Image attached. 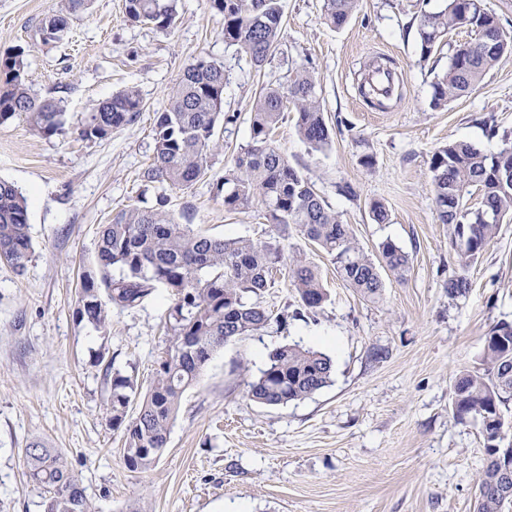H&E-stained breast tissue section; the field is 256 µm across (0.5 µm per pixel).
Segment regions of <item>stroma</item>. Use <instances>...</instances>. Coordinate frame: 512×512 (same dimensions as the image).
<instances>
[{"label": "stroma", "instance_id": "1", "mask_svg": "<svg viewBox=\"0 0 512 512\" xmlns=\"http://www.w3.org/2000/svg\"><path fill=\"white\" fill-rule=\"evenodd\" d=\"M445 4L359 0L335 29L323 20V0H281L277 55L258 71L225 45L224 19L207 0H178L167 31L128 21L124 0H91L68 34L48 43L41 24L61 0H0V57L21 52L32 95L57 103L65 121L61 134L35 127L25 112L0 123V180L26 197L33 244L24 271L0 262V512L45 510L46 493L26 476L24 450L35 439L65 454L95 512L131 503L140 512H473L484 444L476 421L454 416L452 383L460 370L480 367L490 329L512 322V219L468 267V292L449 299L445 284L459 262L438 218L429 164L451 141L488 155L512 145V55L433 108V82L474 34L451 31L424 62L409 24ZM383 54L402 84L378 107L361 83ZM200 58L223 64L224 110L236 120L224 127L209 179L170 190V207H191L195 226L215 237L279 239L283 259L258 298L272 321L212 354L182 396L164 454L133 473L109 424L112 374L149 389L175 300L161 289L139 306L112 309L104 333L78 317L77 289L102 225L128 205H154L157 192L143 190L139 174L151 161L156 116ZM298 68L316 79L332 142L313 150L292 110L273 141L366 253L377 256L387 239L408 253L405 279L384 273L379 302L349 288L331 258L296 231L280 233L262 206L228 211L216 191L251 142L256 91L286 87ZM128 87L143 99L137 119L102 140L81 137L85 118ZM374 201L387 223L373 221ZM296 256L317 267L328 294L300 317L289 277ZM288 344L327 354L331 383L284 405L252 401L247 382Z\"/></svg>", "mask_w": 512, "mask_h": 512}]
</instances>
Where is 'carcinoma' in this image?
Instances as JSON below:
<instances>
[{"mask_svg":"<svg viewBox=\"0 0 512 512\" xmlns=\"http://www.w3.org/2000/svg\"><path fill=\"white\" fill-rule=\"evenodd\" d=\"M357 0H324L323 17L333 28L343 27ZM90 0H64V5L41 26L43 39H60L71 16L88 8ZM224 18V43L249 57L258 70L277 52L283 25L280 0H208ZM467 0H448L439 12H423L417 20L420 59L426 61L452 30L467 27L498 32L495 44L482 39L460 44L448 71L433 84L432 106L466 93L505 54H512V35L485 12H467ZM125 14L133 22L167 30L177 19V0H125ZM5 88L0 90V122L17 112L29 113L49 133L64 132L62 112L50 100L37 101L30 93L20 53L0 62ZM224 66L200 59L183 72L169 93L165 109L157 113L152 162L141 174L144 187L154 184L188 189L204 179L212 158L224 147L218 126L235 115L223 111ZM293 107L297 132L316 150L330 145L313 75L295 71L288 87L266 88L252 105L251 145L224 170L216 185L224 193V208L233 211L254 203L263 205L269 223L292 224L307 240L332 257L340 277L363 297L374 300L384 288L382 272L404 277L409 255L395 242L379 245L373 260L355 244L347 225L316 192L314 185L288 163L270 133L281 112ZM143 107L139 93L126 89L92 113L80 129L86 139H103L135 121ZM502 169H512V148L489 157L468 143L453 142L432 155L430 171L434 200L441 223L450 227L460 272L448 278V297L463 296L470 288L466 269L482 254L497 233L500 221L512 217V182L501 181ZM478 192V206L467 196ZM192 214L169 209L167 195L156 197L150 209L129 205L112 217L99 233L92 266L78 289L77 315L103 332L109 311L136 307L159 288L175 298L168 315L169 346L156 369L150 389L137 396L133 381L115 373L109 424L125 437L123 461L131 472L149 469L168 445L170 427L184 392L193 386L211 355L224 346L226 336H250L264 328L270 313L251 301L272 284L273 270L282 261L280 242L211 237L191 224ZM32 254L25 198L9 182L0 180V261L21 272ZM119 269V275L112 274ZM300 307L308 312L327 299L318 273L302 259L290 267ZM331 359L297 345L274 349L258 377L247 383V395L264 405H284L307 398L331 382ZM453 412L463 422L479 420L485 464L477 478L473 512H503L505 500L497 488L499 441L505 430L502 407L512 400V322L497 323L485 337L482 368L462 370L453 384ZM137 414L128 415L132 402ZM27 477L48 493L45 512H93L65 455L42 441L25 448Z\"/></svg>","mask_w":512,"mask_h":512,"instance_id":"obj_1","label":"carcinoma"}]
</instances>
